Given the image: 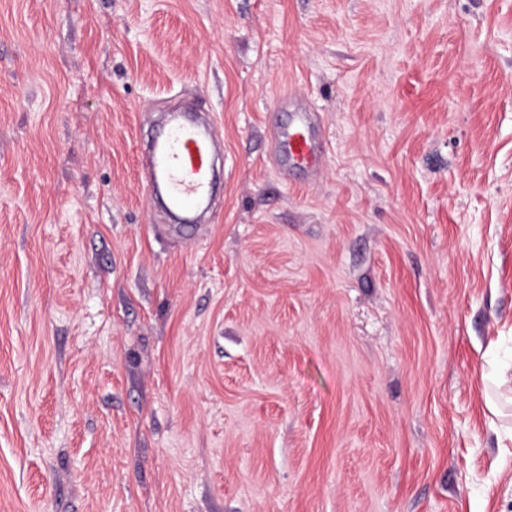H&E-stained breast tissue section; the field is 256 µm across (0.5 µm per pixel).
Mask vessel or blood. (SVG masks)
Segmentation results:
<instances>
[{"mask_svg":"<svg viewBox=\"0 0 512 512\" xmlns=\"http://www.w3.org/2000/svg\"><path fill=\"white\" fill-rule=\"evenodd\" d=\"M279 105L295 112V121L272 130V162L281 176L300 169L310 176L321 170L325 151L314 112L296 95H284ZM213 128L171 113L166 127L152 136L146 187L164 200L183 224L196 223L211 203L214 179Z\"/></svg>","mask_w":512,"mask_h":512,"instance_id":"b4317fda","label":"vessel or blood"}]
</instances>
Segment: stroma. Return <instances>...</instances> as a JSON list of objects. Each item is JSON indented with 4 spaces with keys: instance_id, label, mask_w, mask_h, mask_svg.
<instances>
[{
    "instance_id": "obj_1",
    "label": "stroma",
    "mask_w": 512,
    "mask_h": 512,
    "mask_svg": "<svg viewBox=\"0 0 512 512\" xmlns=\"http://www.w3.org/2000/svg\"><path fill=\"white\" fill-rule=\"evenodd\" d=\"M184 103L189 239L142 153ZM510 350L512 0H0V512H512ZM279 105L295 112L296 119L288 127L272 129L273 166L286 179L293 169L315 178L325 158L322 127L315 119V112L294 94L284 95Z\"/></svg>"
}]
</instances>
